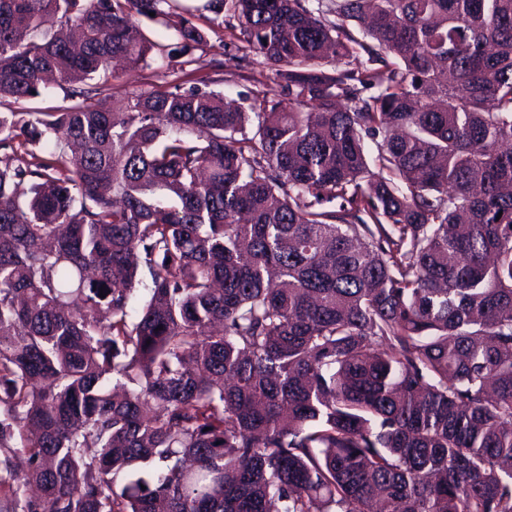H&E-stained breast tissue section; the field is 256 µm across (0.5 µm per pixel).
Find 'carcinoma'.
<instances>
[{"label":"carcinoma","mask_w":512,"mask_h":512,"mask_svg":"<svg viewBox=\"0 0 512 512\" xmlns=\"http://www.w3.org/2000/svg\"><path fill=\"white\" fill-rule=\"evenodd\" d=\"M226 15L262 95L92 103ZM49 76L0 112L11 512H512V0H0V98ZM44 92L41 96L32 98L22 104H14L11 98H2L0 100V111L21 110L20 107H23L24 110H46L50 106L66 104L63 101L64 93L59 87H53Z\"/></svg>","instance_id":"1"}]
</instances>
